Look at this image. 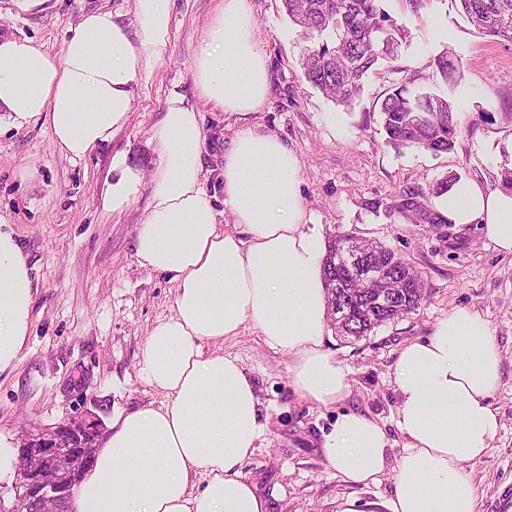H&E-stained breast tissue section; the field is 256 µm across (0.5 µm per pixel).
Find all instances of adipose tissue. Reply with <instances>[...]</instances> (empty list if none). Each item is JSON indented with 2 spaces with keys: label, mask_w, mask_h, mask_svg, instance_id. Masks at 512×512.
I'll return each instance as SVG.
<instances>
[{
  "label": "adipose tissue",
  "mask_w": 512,
  "mask_h": 512,
  "mask_svg": "<svg viewBox=\"0 0 512 512\" xmlns=\"http://www.w3.org/2000/svg\"><path fill=\"white\" fill-rule=\"evenodd\" d=\"M170 24L171 0H134L129 25L106 8L82 13L58 55L0 36V127L42 122L55 147L75 159L112 142L132 110L134 86L160 59ZM191 69L199 97L221 111L244 116L262 108L267 59L249 0H223ZM205 140L198 108L171 95L151 131L157 160L149 181L126 170L104 182L109 213L149 188L135 256L170 276L176 295L139 365L168 402L113 418L72 512H269L242 472L266 430L255 381L237 357L205 350L245 324L288 352V380L301 397L330 407L350 392L348 369L323 347L328 244L302 202L297 156L274 135L251 126L238 131L221 171L233 224L227 230L203 178ZM436 206L452 224L484 225L498 250L512 254V188L461 181ZM35 294L28 256L0 218V373L14 367L26 343ZM501 363L488 320L454 310L399 354L395 424L406 443L396 467L388 465L384 425L354 410L341 412L324 434L326 461L350 484L390 474L394 490L384 512H477L470 466L502 427L491 402Z\"/></svg>",
  "instance_id": "1"
}]
</instances>
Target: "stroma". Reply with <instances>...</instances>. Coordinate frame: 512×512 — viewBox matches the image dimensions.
I'll list each match as a JSON object with an SVG mask.
<instances>
[{"mask_svg": "<svg viewBox=\"0 0 512 512\" xmlns=\"http://www.w3.org/2000/svg\"><path fill=\"white\" fill-rule=\"evenodd\" d=\"M220 0H173L169 39L157 66L134 90L133 109L112 143L74 159L54 146L46 126L0 130V217L13 227L37 286L30 336L13 369L0 373V442L17 447L22 434L54 426L72 404L67 386L87 381L88 408L103 422L167 397L140 375L139 362L153 325L172 312L176 285L142 267L134 253L136 225L148 203L140 192L119 213L104 212L101 189L115 155L149 178L156 155L149 142L171 93L194 100L206 130L203 162L209 189L222 194L224 151L242 125L278 136L298 156L300 194L326 236L339 232L375 240L421 273L427 296L404 317L350 341L330 331L325 347L349 371L351 391L341 407L324 408L296 395L288 383L287 352L268 346L245 325L218 344L238 357L256 382L269 427L242 466L270 512H335L352 498L375 512L391 497V475L369 486L346 484L327 463L323 434L340 409H354L385 425L388 460L397 464L405 439L396 414V362L406 344L428 337L448 312L467 308L490 323L502 357L492 403L502 420L498 438L473 464L478 512L512 487V255L500 252L484 225L462 228V246L448 248V227L432 215L406 210L448 176L496 186L504 151L512 149V43L482 35L455 0H381L404 30L392 58L371 70L352 106L328 99L306 83L307 46L281 0H250L254 34L265 53L270 91L260 111L242 117L198 100L191 63ZM105 7L133 21V0H42L27 11L0 0V30L57 54L82 12ZM460 58L452 81L433 77L442 52ZM444 96L458 113L454 150L434 155L387 144L380 105L394 85Z\"/></svg>", "mask_w": 512, "mask_h": 512, "instance_id": "obj_1", "label": "stroma"}]
</instances>
